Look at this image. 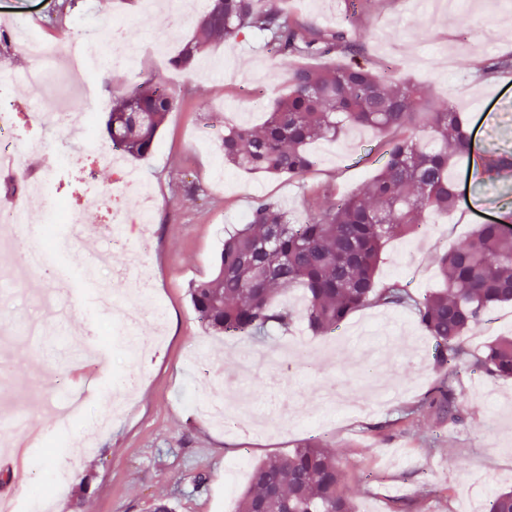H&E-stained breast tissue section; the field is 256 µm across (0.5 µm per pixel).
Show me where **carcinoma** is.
<instances>
[{"mask_svg":"<svg viewBox=\"0 0 512 512\" xmlns=\"http://www.w3.org/2000/svg\"><path fill=\"white\" fill-rule=\"evenodd\" d=\"M245 34L259 35L275 58L291 63L288 88L260 127L224 130L225 162L270 176H303L317 163L313 142L334 141L357 127L384 135L382 165L362 190L325 201L303 224L291 223L277 203L258 201L246 222L224 237L214 275L189 288L199 321L217 335L241 338L286 329L301 317L314 334L329 336L364 307H411L435 343L437 363L448 368L420 407L458 418L452 376L462 360L473 372L512 379V336L477 355L462 345L491 307L512 303V235L494 224L477 225L440 257L443 287L420 300L398 283L378 286L375 273L386 241L420 233L421 213L456 209L450 173L469 154L465 116L419 84L388 87L359 66L297 64L351 55L357 45L341 29L292 20L283 5L266 0H209L195 35L172 63L196 66L208 46ZM172 107L168 88L151 77L129 88L112 102L106 124L112 147L125 157L146 156ZM421 121L434 133L430 144L415 138ZM290 288L303 290L304 307L274 308L275 296ZM341 482L336 454L307 442L256 464L237 512H356ZM485 512H512V489L494 493Z\"/></svg>","mask_w":512,"mask_h":512,"instance_id":"carcinoma-1","label":"carcinoma"}]
</instances>
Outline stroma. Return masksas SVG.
Returning a JSON list of instances; mask_svg holds the SVG:
<instances>
[{
	"label": "stroma",
	"mask_w": 512,
	"mask_h": 512,
	"mask_svg": "<svg viewBox=\"0 0 512 512\" xmlns=\"http://www.w3.org/2000/svg\"><path fill=\"white\" fill-rule=\"evenodd\" d=\"M348 30L362 49L355 61L385 82L430 85L441 101L467 115L470 160L455 170L463 195L448 217L425 215L424 232L408 251L391 240L377 272L378 285L399 281L415 295L439 285L437 262L476 225L501 219L512 198V175L482 176L492 148L512 149V73H490L487 63L512 52V0H462L455 12L408 0H360ZM61 0H0V12L37 11V31L57 40L78 21L98 29L122 23L138 46L135 74L124 69L94 73L103 96L115 99L145 77L164 83L174 107L158 131L151 154L129 161L151 185L155 221L143 228L139 199L124 188L104 154L87 166L100 190L79 196L73 175L63 191L75 204L88 235L56 240V261L71 290L66 318L45 306L40 294L54 277L0 268L11 293L0 294V326L36 320L39 340L14 338L0 352V375L13 393L0 401V421L25 415L37 427L61 434L53 454L28 449L10 472L0 471L1 499L18 512H153L157 500L175 512H235L246 478L226 466L246 457L257 462L284 455L312 440L336 453L342 489L357 512H392L396 496L414 499L412 512H464L472 502L512 485V379L481 376L459 367L458 421L415 406L442 373L433 341L413 311L370 306L355 312L335 337L313 334L298 321L288 330L227 340L204 329L188 296L191 283L212 275L225 229L261 199L277 202L291 221H306L326 196L361 188L379 161L378 136L370 130L314 144L316 167L300 178L243 172L225 163L220 138L225 124H260L283 91L277 67L254 36L207 51L206 66L173 68L191 24L142 0H75L58 23ZM298 20L322 29L339 27L347 0H287ZM126 216L124 241L113 246L103 228L109 208ZM150 241H143V231ZM108 265L88 277L86 266L102 251ZM153 288L141 290L144 279ZM142 311L140 337L156 336L151 319L164 306L166 339L139 359L127 353L128 337L102 303L98 284ZM499 336H512V305L492 307L464 340L477 353ZM92 377L76 418L50 423L43 403L54 401L77 376ZM134 378L127 407H112V381ZM249 393L259 413L287 410L278 432L243 422L224 428L197 412L193 401Z\"/></svg>",
	"instance_id": "obj_1"
}]
</instances>
